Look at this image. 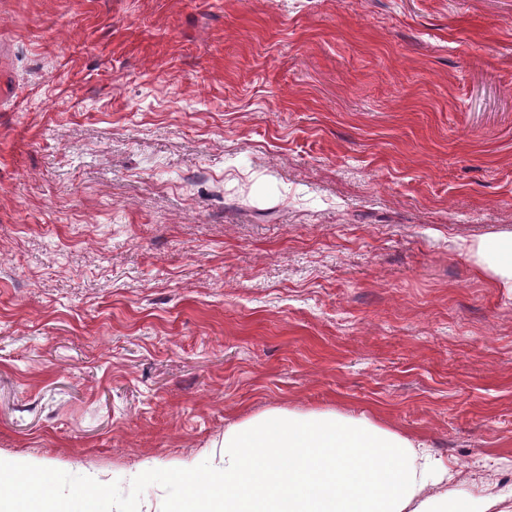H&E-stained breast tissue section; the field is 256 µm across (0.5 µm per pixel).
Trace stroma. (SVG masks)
<instances>
[{
    "label": "stroma",
    "instance_id": "35a3bbf8",
    "mask_svg": "<svg viewBox=\"0 0 512 512\" xmlns=\"http://www.w3.org/2000/svg\"><path fill=\"white\" fill-rule=\"evenodd\" d=\"M500 232L512 0H0V457L58 498L165 512L274 407L512 485ZM460 250L481 276L512 298V233L483 236Z\"/></svg>",
    "mask_w": 512,
    "mask_h": 512
}]
</instances>
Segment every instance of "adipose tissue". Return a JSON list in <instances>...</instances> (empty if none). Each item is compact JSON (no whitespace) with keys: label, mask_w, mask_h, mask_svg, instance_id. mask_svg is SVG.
<instances>
[{"label":"adipose tissue","mask_w":512,"mask_h":512,"mask_svg":"<svg viewBox=\"0 0 512 512\" xmlns=\"http://www.w3.org/2000/svg\"><path fill=\"white\" fill-rule=\"evenodd\" d=\"M461 253L512 298V233L480 237ZM221 470L205 485L173 480L169 512H492L503 498L456 496L454 476L426 443L367 416L332 409L267 410L224 431ZM10 512H99L96 485L69 502L46 488L45 473L23 460L0 459V488Z\"/></svg>","instance_id":"adipose-tissue-1"}]
</instances>
